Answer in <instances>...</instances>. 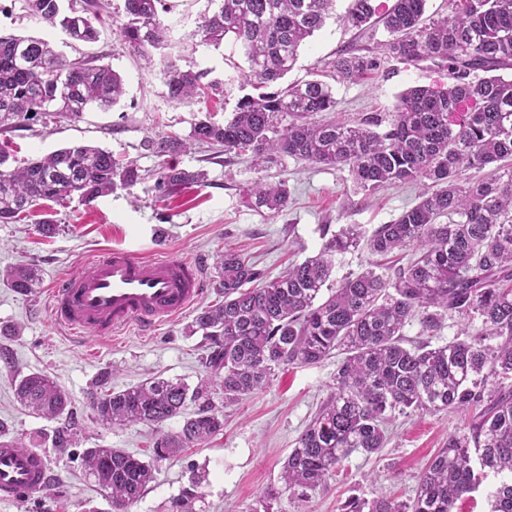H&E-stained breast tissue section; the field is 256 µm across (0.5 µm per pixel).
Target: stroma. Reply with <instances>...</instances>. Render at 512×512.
I'll return each mask as SVG.
<instances>
[{
  "mask_svg": "<svg viewBox=\"0 0 512 512\" xmlns=\"http://www.w3.org/2000/svg\"><path fill=\"white\" fill-rule=\"evenodd\" d=\"M165 7L161 19L170 30L171 54L183 68L208 70L209 80L219 83L221 106L214 119L224 122L243 94L235 80L237 67L245 63L242 54L200 44L195 30L202 16L212 12L210 0H165ZM123 8L124 0H109L111 21L101 27L97 42L84 44L30 17L23 0H0L1 32L50 40L70 59L102 56L125 88L121 102L110 110L93 107L77 120L37 123L11 133L15 162L89 144L136 161L147 173L144 181L117 187L92 202L74 199L56 206L61 230L54 238L41 237L30 218L0 224V433L41 452L56 475L50 495L0 503V512H112L107 492L85 473V450L121 448L146 461L156 432L142 424L103 425L93 402L102 389L120 390L152 377L194 387L206 376L202 336L190 333L188 326L196 312L224 299L218 258L225 247L236 248L276 275L289 263L319 252L322 225L334 232L354 226L371 234L415 205L422 191L420 185L402 184L366 194L341 167L286 158L259 171L249 156L227 157L217 147L190 142L191 126L200 117L198 107L171 101L159 70L145 68L124 44L117 30ZM386 38L379 25L362 32L340 21L328 22L301 49L285 81L331 83L335 117L351 123L393 111L409 87L447 82V71L431 63L406 65L387 57L358 81L334 78L330 63L339 54L374 50ZM171 134L190 142L173 156V163L205 170L208 179L186 187L176 198L159 201L152 174L163 159L146 150L143 142ZM261 177L288 184V206L276 216L256 212L248 204L249 190ZM115 245L137 254L161 246L174 256L203 259L205 294L192 310L150 332L134 327L111 337L77 336L56 326L48 309L52 288L61 277L77 272L90 254ZM26 263L39 267L41 284L22 296L2 274ZM370 268L389 275L395 262L366 246L355 247L336 256L330 281L338 284ZM340 360L336 353L314 365L280 368L267 388L224 407L223 431L206 444L158 463L152 482L129 512H173L174 502L191 488L197 492L194 512H257L273 489L278 496L270 501L272 512H342L352 497L412 500L426 465L448 435L467 430L471 413L416 411L396 416L380 453L352 454L306 495L285 489L283 463L332 393ZM33 372L50 375L68 393L71 418L79 430L72 447H54L58 421L31 414L16 401L15 379Z\"/></svg>",
  "mask_w": 512,
  "mask_h": 512,
  "instance_id": "1",
  "label": "stroma"
}]
</instances>
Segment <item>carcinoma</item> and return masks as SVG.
<instances>
[{"instance_id": "1", "label": "carcinoma", "mask_w": 512, "mask_h": 512, "mask_svg": "<svg viewBox=\"0 0 512 512\" xmlns=\"http://www.w3.org/2000/svg\"><path fill=\"white\" fill-rule=\"evenodd\" d=\"M201 17L200 44L240 49L246 68L237 102L220 125L205 117L193 123V141L246 154L260 168L290 157L312 165L345 167L356 187L372 192L394 184L422 183L415 206L367 237L371 253L412 251L393 276L369 269L323 296L333 261L357 245L353 227L332 234L319 253L277 276L243 254L224 250L220 262L224 302L202 309L191 333L206 341L205 367L213 374L193 389L151 378L124 390L107 389L94 401L109 426L144 424L159 432L152 453L163 461L200 445L224 429L210 397L224 403L265 389L275 371L313 365L343 354L334 393L303 431L283 465L290 489L321 485L354 453L386 447L387 425L408 411L478 413L468 431L448 437L419 478L412 502L388 498L350 500L345 512H453L476 491L485 472L507 474L490 497L489 512H512V0H450L451 12L425 15L426 0H393L383 13L373 0H352L345 20L363 28L378 17L387 40L384 53L406 64L432 62L454 82L402 92L386 119L365 117L351 126L316 115L333 112L336 98L321 80L283 85L308 38L332 17L335 0H217ZM162 0H124L118 32L149 66L159 68L174 101L208 102L218 85L208 72L182 69L167 52ZM33 17L60 26L73 41L94 43L104 23L101 0L80 6L63 0H25ZM101 56L74 60L50 41L0 35V135L41 118L76 120L91 106L106 110L124 94L121 77ZM330 66L354 81L378 66L377 58L341 54ZM387 124L383 132L377 131ZM186 147L177 136L148 142L160 157ZM8 143H0V224H13L46 201L73 196L84 202L141 179L133 161L75 144L8 167ZM205 173L170 163L157 172L161 198L203 181ZM286 183L256 182L249 205L275 215L288 204ZM445 217L448 222H440ZM8 284L27 295L40 281L33 265L9 271ZM481 320L483 332L432 347L405 346L404 328L419 319L426 332L445 316ZM21 406L46 419L70 412V399L43 373L20 378ZM190 402L198 411L185 415ZM180 428L162 432L176 417ZM84 465L95 484L110 493L116 512H126L153 480L150 463L121 448H88Z\"/></svg>"}]
</instances>
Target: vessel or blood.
I'll return each instance as SVG.
<instances>
[{
  "label": "vessel or blood",
  "instance_id": "obj_1",
  "mask_svg": "<svg viewBox=\"0 0 512 512\" xmlns=\"http://www.w3.org/2000/svg\"><path fill=\"white\" fill-rule=\"evenodd\" d=\"M200 265L190 258L139 256L112 249L92 256L63 277L50 294L53 321L70 332L114 335L130 327L161 326L189 310L203 294ZM45 457L0 440V503H12L50 485Z\"/></svg>",
  "mask_w": 512,
  "mask_h": 512
}]
</instances>
